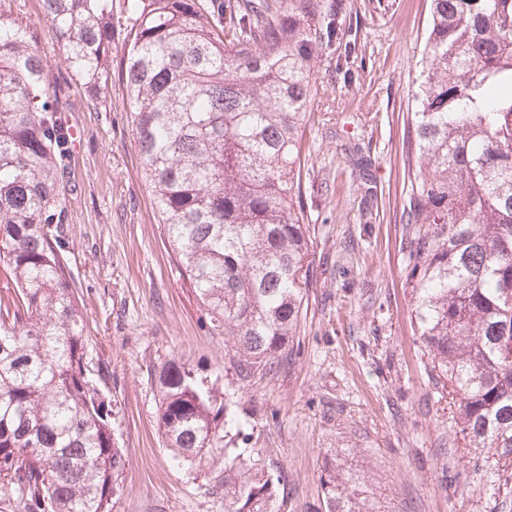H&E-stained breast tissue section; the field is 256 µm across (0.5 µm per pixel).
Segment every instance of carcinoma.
<instances>
[{"instance_id": "1", "label": "carcinoma", "mask_w": 512, "mask_h": 512, "mask_svg": "<svg viewBox=\"0 0 512 512\" xmlns=\"http://www.w3.org/2000/svg\"><path fill=\"white\" fill-rule=\"evenodd\" d=\"M415 95L407 268L431 372L474 448L512 451V0H430ZM51 38L94 95L112 0H43ZM345 0H125L120 61L142 173L181 276L238 380L281 369L314 258L298 161L312 63ZM40 50L0 0V499L110 512L126 459L93 379L52 227L69 135ZM176 465L224 464L225 512H278L281 476L228 457L226 406L177 359L148 371ZM327 512H354L333 475Z\"/></svg>"}]
</instances>
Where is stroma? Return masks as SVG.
I'll list each match as a JSON object with an SVG mask.
<instances>
[{
    "label": "stroma",
    "instance_id": "obj_1",
    "mask_svg": "<svg viewBox=\"0 0 512 512\" xmlns=\"http://www.w3.org/2000/svg\"><path fill=\"white\" fill-rule=\"evenodd\" d=\"M345 69L312 64L301 157L314 276L290 363L241 384L223 337L177 269L129 122L119 73L92 97L52 45L42 0L14 16L42 50L70 138L58 243L86 320L88 358L126 467L111 512H224L216 468L175 467L156 426L153 364L194 368L281 473V512H325L322 482L344 480L354 512H512V455L475 449L430 376L406 268L414 92L430 0H346Z\"/></svg>",
    "mask_w": 512,
    "mask_h": 512
}]
</instances>
